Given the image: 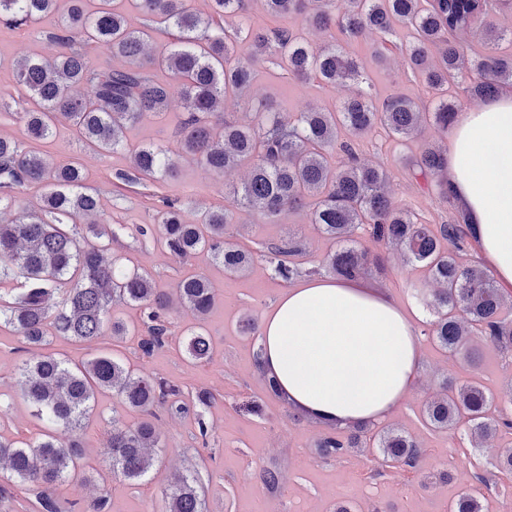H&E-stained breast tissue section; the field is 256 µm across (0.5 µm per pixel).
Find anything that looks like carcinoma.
<instances>
[{
	"mask_svg": "<svg viewBox=\"0 0 512 512\" xmlns=\"http://www.w3.org/2000/svg\"><path fill=\"white\" fill-rule=\"evenodd\" d=\"M127 2L143 17L139 29L128 24L112 0H97L93 9L87 0H0V25L6 28L24 27L46 13L60 16L58 28L47 36L53 53L24 59L16 73L17 84L33 103L21 116L30 138L51 137L63 117L86 146L96 151L123 148L127 126L148 113L166 111L170 85L156 74L164 70L179 83L184 100L174 144L140 146L132 155L131 170L116 173L118 180L142 184L172 177L180 160L216 174L246 164L249 181L228 188L237 209L268 219L287 207L308 209L311 223L336 241V249L322 261L326 273L351 281L386 275L381 256L357 241L361 229L374 242L400 250L407 262L439 285L423 304L434 316L428 335L441 347L473 367L482 364L485 348L512 355L508 295L488 268L458 260L469 235L466 216L460 212L454 222L436 228L419 222L384 192L389 173L358 161L357 136L381 125L394 137L409 139L429 121L446 130L457 116L455 103L441 100L431 112L402 94L377 103L372 83L343 44L331 41L315 50L301 33L286 27L268 33L249 21L247 0H209L206 14L195 9L194 0ZM506 2L429 0L424 7L422 0H264V7L271 17L300 15L308 28H336L350 40L370 30L381 38L374 49L381 59L385 42L405 29L411 35L408 65L427 87L436 90L457 82L465 85L469 97L486 99L500 84L512 82V54L489 49L467 58L458 36ZM232 17L239 24L225 28ZM158 31L170 34L172 41L154 56L146 46ZM241 42L250 44L246 60L235 51ZM93 51L121 56L126 66L114 69L96 61ZM264 56L278 57L279 66L300 81L315 78L336 86L352 80L366 88L331 111L283 113L260 103L257 122H241L225 112L226 101L247 92L254 63ZM215 125L222 128L218 137L213 135ZM414 166L435 179L438 195L453 204L448 183L438 180L448 167V153L427 147ZM84 180L80 167L57 164L0 137V211L16 209L8 223L0 224V282L19 280L24 287L14 301L0 302V324L31 348L46 344L51 332L92 343L107 329L114 336L126 335L123 324L108 318L112 301L122 300L146 314L149 336L139 346L149 354L165 343L164 315L171 296L148 273L104 258L111 225L90 221L79 226L100 208ZM33 185L50 191L37 205L25 206L20 192ZM182 212L178 202L166 199L156 211L157 227L144 226L139 233L157 232L161 246L181 257L206 250L229 274L251 268L253 253L224 239L231 223L228 210L204 211L196 222L184 220ZM267 251L278 277L291 280L301 274L296 258L303 247L296 236L269 244ZM176 298L201 318L213 308L216 294L208 279L187 276L178 282ZM185 348L198 362L210 356V342L201 332L188 334ZM20 386L34 415L49 427L33 441L0 437V502L12 498L15 487L27 486L36 492L38 512H60L54 491L82 467L79 432L99 393L112 392L142 415L134 426L112 421L104 452L112 474L126 481L142 480L155 465L150 454L159 447L154 408L168 403L178 413L187 410L179 387L135 373L108 353L79 364L35 356L20 369ZM507 405L512 406V384L497 394L472 381L446 386L444 393L424 403L422 413L436 429L466 428L471 442L481 447L512 434ZM316 448L319 456L336 459L374 450L380 465L408 471L417 469L423 454L412 437L389 428L374 432L370 422L330 432ZM496 468L512 479L511 446L499 449ZM164 495V512H203L201 486L191 473L174 474ZM450 512H484V497L463 491L451 502Z\"/></svg>",
	"mask_w": 512,
	"mask_h": 512,
	"instance_id": "obj_1",
	"label": "carcinoma"
}]
</instances>
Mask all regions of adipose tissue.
I'll return each instance as SVG.
<instances>
[{
  "label": "adipose tissue",
  "instance_id": "ef3b65f1",
  "mask_svg": "<svg viewBox=\"0 0 512 512\" xmlns=\"http://www.w3.org/2000/svg\"><path fill=\"white\" fill-rule=\"evenodd\" d=\"M448 184L497 285L512 290V90L465 113L448 139ZM421 343L388 295L331 277L284 290L261 323V360L324 425L378 422L413 387Z\"/></svg>",
  "mask_w": 512,
  "mask_h": 512
}]
</instances>
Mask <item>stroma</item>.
Wrapping results in <instances>:
<instances>
[{"label": "stroma", "mask_w": 512, "mask_h": 512, "mask_svg": "<svg viewBox=\"0 0 512 512\" xmlns=\"http://www.w3.org/2000/svg\"><path fill=\"white\" fill-rule=\"evenodd\" d=\"M56 24L47 15L31 26L0 29V135L24 139L19 117L28 103L16 82V65L22 58L49 54L46 41ZM376 34L364 33L349 45L373 86L378 98L405 94L423 108H433L436 95L407 65V31H400L386 53L377 61L371 46ZM247 97L229 99L227 111L242 120L255 117L251 102L262 99L279 111L300 112L310 106L331 108L357 93V83L321 87L287 75L276 59L259 61ZM180 94H173L164 115L148 114L124 131L125 149L97 152L85 147L66 120H59L51 142L42 149L57 160L82 166L85 185L100 193V218L110 222L116 236L107 251L128 268L148 271L157 287L174 292L185 275L206 277L216 290V303L205 320H198L187 308L173 305L168 314L170 336L166 345L151 355H143L139 341L146 334L139 309L122 301L112 302L111 320L136 329L124 337L102 336L86 345L61 338L52 339L46 353L78 363L97 351L115 357L150 376L178 386L188 410L176 413L157 411L160 435L158 462L142 481L101 480L106 469L103 450L113 420L135 425L140 415L126 408L112 394L99 395L92 413L80 432L84 466L76 471L54 495L61 512H83L97 496L107 499V512H162L163 490L170 474L193 466L204 490L205 512H333L339 502H347L354 512H448L449 501L461 490L477 487L478 476L490 475L498 449L511 440L497 438L481 448L473 447L463 431L440 432L428 427L421 415L425 401L438 394L445 382L462 383L476 379L492 390L512 381V356L486 353L482 365L471 369L460 358L440 349L422 330L431 315L416 302L414 289L432 292L434 283L421 269L407 263L400 252L384 250L388 266L385 279L366 278L393 298L421 332L422 357L417 380L397 409L385 418V426L404 431L424 449L418 471L379 467L370 453H354L342 459L320 458L315 444L327 434V426L302 415L287 401L269 396L256 359L260 351L258 332L242 333L245 323L260 324L266 311L286 287L276 276L274 265L262 245L296 233L305 245L301 267H318L332 248L311 224L308 211L284 209L277 217L240 215L227 228L233 244L250 249L255 261L241 276H229L209 254L183 259L165 250L153 236H140L138 227L152 224L162 198L183 203L188 220L202 211L230 206L224 189L243 182L247 167L217 175L193 163L180 164L174 177L147 186H128L115 174L131 167L133 150L147 143H171L182 117ZM446 135L433 124H425L417 137L402 142L383 127H375L359 141L362 160L390 173L387 190L397 204L408 208L421 222L446 224L452 210L433 186L415 180L410 167L427 146H445ZM202 328L211 342L208 361L199 363L185 352L188 330ZM18 336L0 330V435L18 440L35 439L46 424L32 414L19 386V368L28 359ZM210 392V407L197 409L198 392ZM259 403L261 415L242 411L244 402ZM205 419L212 428L208 441H201L197 421ZM278 467L284 480L277 493H269L260 483L265 469ZM451 481L440 480L441 472Z\"/></svg>", "instance_id": "1"}]
</instances>
